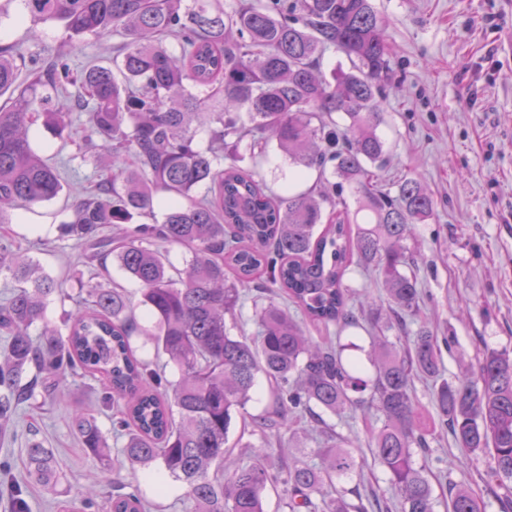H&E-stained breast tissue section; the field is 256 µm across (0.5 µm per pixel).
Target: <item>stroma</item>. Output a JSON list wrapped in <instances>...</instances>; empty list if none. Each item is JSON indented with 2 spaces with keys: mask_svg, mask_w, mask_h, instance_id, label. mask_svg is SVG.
Listing matches in <instances>:
<instances>
[{
  "mask_svg": "<svg viewBox=\"0 0 512 512\" xmlns=\"http://www.w3.org/2000/svg\"><path fill=\"white\" fill-rule=\"evenodd\" d=\"M374 5L393 50L378 127L387 163L379 176L392 190L403 177L417 178L436 201L433 215L415 227L416 274L428 330L455 339L452 352L441 355V376L449 379L476 366L483 348L512 354V0H374ZM23 12V0H0V43L20 46L23 74L60 50L78 71L111 66L112 36L72 40L60 23L34 26ZM87 120V113H74L59 136L42 123L31 126L30 139L56 167L63 191L54 201L14 211L11 223L0 224L1 238L13 241L60 282L63 293L45 312L46 323L59 328L82 299L81 282L90 277L79 262V244L57 232L72 202L99 175L98 156L80 150ZM241 164L272 192L289 184L291 169L277 147L258 159L242 152ZM433 386L430 379L414 382L431 449L416 462L428 467L435 512H447L452 482L466 484L488 504V512H500L497 481L484 457L460 448L441 426ZM102 387L97 379L71 377L63 386L64 399L18 411L13 436L0 442V460L11 463L10 475H0V512H10L11 481L24 475V448L33 435L53 449L61 479L51 491L28 486L31 512H62V504L78 499L87 474L96 470L101 473L96 502L110 499L114 487L122 485L150 503L151 512H183V485L163 476L159 466L104 471L83 448L71 427L75 406L93 407L102 430H112ZM273 405L268 382L257 377L229 435L240 462H249L260 447L254 420ZM378 424L373 412H356L348 435L363 466L337 477V489L388 493L384 472L367 446L366 432Z\"/></svg>",
  "mask_w": 512,
  "mask_h": 512,
  "instance_id": "stroma-1",
  "label": "stroma"
}]
</instances>
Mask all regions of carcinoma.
<instances>
[{
  "label": "carcinoma",
  "mask_w": 512,
  "mask_h": 512,
  "mask_svg": "<svg viewBox=\"0 0 512 512\" xmlns=\"http://www.w3.org/2000/svg\"><path fill=\"white\" fill-rule=\"evenodd\" d=\"M32 25L63 24L70 37L114 35L113 67L72 74L58 54L18 83L16 55L0 48V224L15 209L62 192L54 167L34 148L39 118L57 134L72 114L89 115L85 144L102 147L101 174L61 222L59 237L85 249L87 263L112 257L140 286V305L154 321L150 341L165 375L138 360L132 336L141 331L120 288L81 283L84 306L67 333L30 328L43 320L57 281L31 258L0 240V275L19 283L0 304V437L18 410L58 393L72 377L102 376V403L112 406V436L123 440L119 465L159 464L185 487V512H266L268 489L286 487L288 512H371L377 500L346 501L327 490L333 476L356 467L350 440L323 415L372 409L380 421L368 438L400 501L401 512H435L425 468L415 457L429 447L413 394L416 375H439L438 337L418 321L420 289L407 245L413 225L433 215L432 195L415 178L396 194L371 182L368 165L383 160L377 133L381 98L391 72V46L372 0H251L224 10L223 0H26ZM351 67L322 70L325 51ZM348 121L340 130L333 114ZM210 130L206 147L197 128ZM274 144L295 166L291 181L314 170L340 178L369 214L364 224H323L336 202L312 189L276 195L238 165L240 148L263 157ZM205 188L201 197L197 188ZM164 196L161 223H133ZM185 247V268L170 273L162 246ZM374 271L388 306L366 299L374 377L346 362L330 341L315 343L308 324L343 329L358 324L345 276L350 266ZM274 293L254 308L256 336L234 335L248 288ZM418 323L407 347L385 332ZM263 374L277 392L276 410L255 420L264 449L247 464L227 455L235 414ZM441 423L459 446L486 455L500 485L512 481V356L481 354L475 369L443 381L433 394ZM307 417L321 438L322 465L283 450L280 429ZM72 428L107 469L109 437L95 414L73 410ZM28 479L46 489L59 480L53 452L32 438L25 448ZM136 492L118 489L110 512H146ZM448 512H486L464 486L448 488Z\"/></svg>",
  "instance_id": "1"
}]
</instances>
